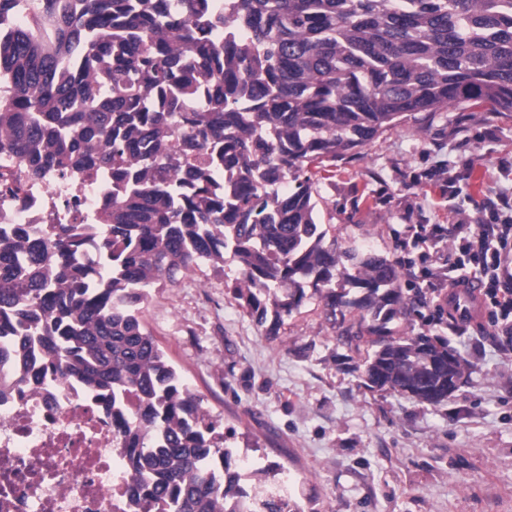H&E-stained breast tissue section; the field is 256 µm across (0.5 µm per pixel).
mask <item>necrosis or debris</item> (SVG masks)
Here are the masks:
<instances>
[{"instance_id":"1","label":"necrosis or debris","mask_w":512,"mask_h":512,"mask_svg":"<svg viewBox=\"0 0 512 512\" xmlns=\"http://www.w3.org/2000/svg\"><path fill=\"white\" fill-rule=\"evenodd\" d=\"M23 163L0 159V224H93L101 183L55 170L22 179ZM26 383H16L18 370ZM0 512H130V482L116 452L112 407L77 380H61L37 354L0 359Z\"/></svg>"}]
</instances>
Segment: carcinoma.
I'll return each instance as SVG.
<instances>
[{
	"mask_svg": "<svg viewBox=\"0 0 512 512\" xmlns=\"http://www.w3.org/2000/svg\"><path fill=\"white\" fill-rule=\"evenodd\" d=\"M1 80L0 154L32 177L110 168L112 190L97 224L0 233V336L109 395L139 512H302L246 483L143 321L148 289L226 253L266 335L310 295L366 386L430 405L460 388L448 340L392 334L413 311L399 266L339 244L308 167L420 112H512V0H39L0 41Z\"/></svg>",
	"mask_w": 512,
	"mask_h": 512,
	"instance_id": "carcinoma-1",
	"label": "carcinoma"
}]
</instances>
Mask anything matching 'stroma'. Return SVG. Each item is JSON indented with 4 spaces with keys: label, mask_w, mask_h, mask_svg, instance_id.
I'll use <instances>...</instances> for the list:
<instances>
[{
    "label": "stroma",
    "mask_w": 512,
    "mask_h": 512,
    "mask_svg": "<svg viewBox=\"0 0 512 512\" xmlns=\"http://www.w3.org/2000/svg\"><path fill=\"white\" fill-rule=\"evenodd\" d=\"M314 174L339 242L398 262L416 306L395 333L445 337L465 361L448 401L366 388L315 300L266 336L208 267L151 289L148 328L240 467H270L304 512H512V337L437 306L449 280L479 273L460 251L467 225L512 214V112L408 117ZM420 225L432 242L414 243Z\"/></svg>",
    "instance_id": "1"
}]
</instances>
